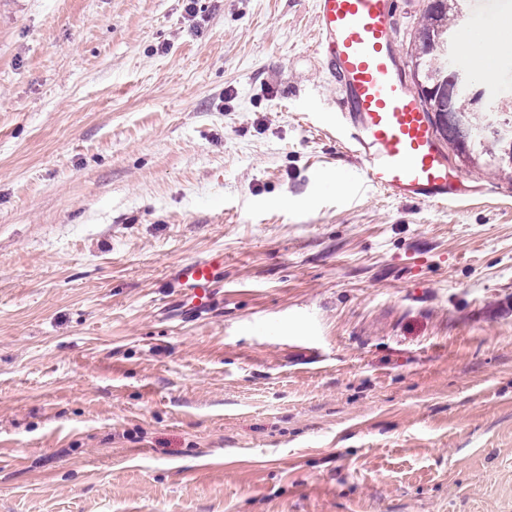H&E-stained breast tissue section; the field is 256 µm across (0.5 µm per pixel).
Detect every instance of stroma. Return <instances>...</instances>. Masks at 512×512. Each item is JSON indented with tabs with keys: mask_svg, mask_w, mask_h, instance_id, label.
Wrapping results in <instances>:
<instances>
[{
	"mask_svg": "<svg viewBox=\"0 0 512 512\" xmlns=\"http://www.w3.org/2000/svg\"><path fill=\"white\" fill-rule=\"evenodd\" d=\"M315 31L0 0V512H512V173L362 184ZM223 265L224 257L215 254L185 263L176 271L175 284L195 298L194 311L202 313L208 309Z\"/></svg>",
	"mask_w": 512,
	"mask_h": 512,
	"instance_id": "1",
	"label": "stroma"
}]
</instances>
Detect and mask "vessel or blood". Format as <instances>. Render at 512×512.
Instances as JSON below:
<instances>
[{
    "instance_id": "vessel-or-blood-1",
    "label": "vessel or blood",
    "mask_w": 512,
    "mask_h": 512,
    "mask_svg": "<svg viewBox=\"0 0 512 512\" xmlns=\"http://www.w3.org/2000/svg\"><path fill=\"white\" fill-rule=\"evenodd\" d=\"M314 11L319 61L339 93L336 133L363 159L365 183L397 199L463 202L432 115L406 83L392 0H314ZM223 264L215 254L178 268L174 281L194 311L208 309Z\"/></svg>"
}]
</instances>
